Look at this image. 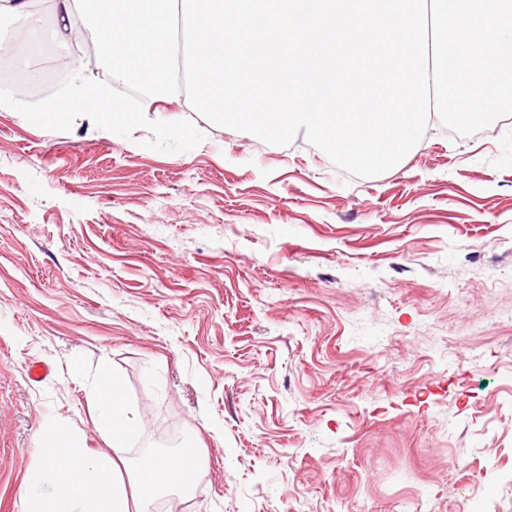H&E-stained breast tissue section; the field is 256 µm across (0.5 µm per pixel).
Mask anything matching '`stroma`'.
Segmentation results:
<instances>
[{
  "mask_svg": "<svg viewBox=\"0 0 512 512\" xmlns=\"http://www.w3.org/2000/svg\"><path fill=\"white\" fill-rule=\"evenodd\" d=\"M194 149L0 106V512H25L43 425L109 452L200 455L153 512H512V116L431 117L392 169H338L210 124ZM47 365L31 380L28 367ZM101 378L93 391V399L100 407V423L109 438L112 449L125 448L136 420L130 416L122 381L112 374L107 364L100 366Z\"/></svg>",
  "mask_w": 512,
  "mask_h": 512,
  "instance_id": "stroma-1",
  "label": "stroma"
}]
</instances>
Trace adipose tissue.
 <instances>
[{
	"mask_svg": "<svg viewBox=\"0 0 512 512\" xmlns=\"http://www.w3.org/2000/svg\"><path fill=\"white\" fill-rule=\"evenodd\" d=\"M93 391L100 423L113 447H125L136 420L130 415L124 386L101 365ZM37 451L42 465L29 476L37 493L27 512H150L153 504L175 489H186L201 466L197 454L155 456L125 479L127 463L80 446L68 426L51 421L41 430Z\"/></svg>",
	"mask_w": 512,
	"mask_h": 512,
	"instance_id": "ef3b65f1",
	"label": "adipose tissue"
}]
</instances>
